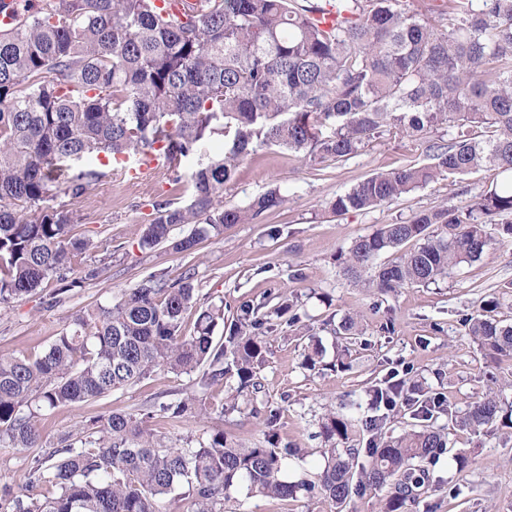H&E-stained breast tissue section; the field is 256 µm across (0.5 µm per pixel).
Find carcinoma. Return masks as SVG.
<instances>
[{
    "label": "carcinoma",
    "mask_w": 512,
    "mask_h": 512,
    "mask_svg": "<svg viewBox=\"0 0 512 512\" xmlns=\"http://www.w3.org/2000/svg\"><path fill=\"white\" fill-rule=\"evenodd\" d=\"M482 127L477 139L470 129ZM443 128L429 164L372 175L327 202L341 215L387 204L439 177L491 168L500 189L461 205L421 210L356 238L343 255L349 281L386 294L427 286L482 259L497 226L512 242V0H202L193 20L163 17L154 0H48L19 29L0 34V305L54 280L65 293L97 276L78 259L99 243L72 234L74 215L50 206L52 188L84 158L129 156L158 149L169 161L173 191L190 174V203L153 205L138 243L169 242L191 254L230 224H250L288 201L273 187L246 206L224 204V184L258 149L280 146L300 161H345L386 131L421 139ZM224 139L211 156L212 137ZM103 173L91 168L66 181L83 196ZM190 233L171 239L174 227ZM414 247L405 249L408 243ZM400 255L380 263L388 251ZM491 298L464 320L465 335L496 360H512V325ZM248 303L214 341L224 305L200 301L190 272L170 279L149 274L109 303L77 316L38 357L0 356V447L39 452L26 481L0 485V512H224L232 491L288 500L320 494L336 512L354 496L384 489L380 512H404L430 481L427 465L447 454L463 472L470 461L448 447L436 414L479 433L512 413L495 396L461 415L421 396L403 381L421 410L395 437L384 421L367 427L366 446L353 445L351 414L330 410L320 423L322 471L292 480L288 460L303 448L247 447L224 430L183 445L152 427L159 416L176 426L206 414L186 395L160 402L137 418L113 412L54 446L41 434L48 413L123 390L157 369L191 374L200 387L229 379L231 400L257 389L265 336L274 329ZM193 313V330L185 316ZM333 333L348 340L361 318L346 315Z\"/></svg>",
    "instance_id": "cac0c4a2"
}]
</instances>
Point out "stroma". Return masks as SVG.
Instances as JSON below:
<instances>
[{
  "mask_svg": "<svg viewBox=\"0 0 512 512\" xmlns=\"http://www.w3.org/2000/svg\"><path fill=\"white\" fill-rule=\"evenodd\" d=\"M449 136L445 130L410 141L386 134L348 160L312 165L301 164L275 145L258 149L225 184V203L243 206L277 186L287 195V204L255 223L226 227L223 235L204 241L190 255L176 253L166 243L150 250L138 246L139 229L151 219L154 202L174 198L185 204L190 199L186 191L172 195L165 174H157L149 184L133 185L108 166L88 194L75 199L58 195V202L74 213V234L101 243V250L81 258L82 267L98 268L99 274L58 300L51 281L23 299L1 305L0 354L42 353L74 316L108 303L156 271L176 279L194 270L199 297L223 302L228 319L240 304H257L284 291L298 295L301 319L292 324L287 317L270 316L274 332L267 339L266 361L259 372L262 391L254 401L239 398L234 411H220L228 387L203 390L198 374L158 369L130 388L52 411L45 439L58 441L98 416L115 411L136 415L153 403L193 393L211 406L210 418H190L175 427L158 418L155 427L175 440H196L220 425L246 445H261L267 434L264 414L271 409L278 414L276 430L282 444L308 451L294 473L312 477L323 467L318 452L323 442L316 436L321 416L329 408L356 401L360 407L354 415L366 423L377 414L367 400V389L389 378L408 376L424 382L430 393L442 394L459 412L489 393L512 403V361L487 357L462 327L467 315L494 297L500 300L497 318L512 324V243L493 242L481 260L461 265L428 287L388 294L351 283L337 260L352 241L382 225L420 210L459 204L499 185L495 172L479 171L439 178L372 209L340 216L328 212V200L374 173L429 163L432 143ZM350 312L362 315L364 329L350 344L353 368L340 371L331 366L336 340L325 324L339 322ZM312 335L325 349L326 365L320 370L302 365ZM448 440L470 457V468L457 473L454 462L440 456L430 467L433 480L428 491L409 503L406 512H512V428L500 425L478 435L452 425ZM226 512H331V506L318 496L283 501L253 496L243 488L227 503Z\"/></svg>",
  "mask_w": 512,
  "mask_h": 512,
  "instance_id": "stroma-1",
  "label": "stroma"
}]
</instances>
